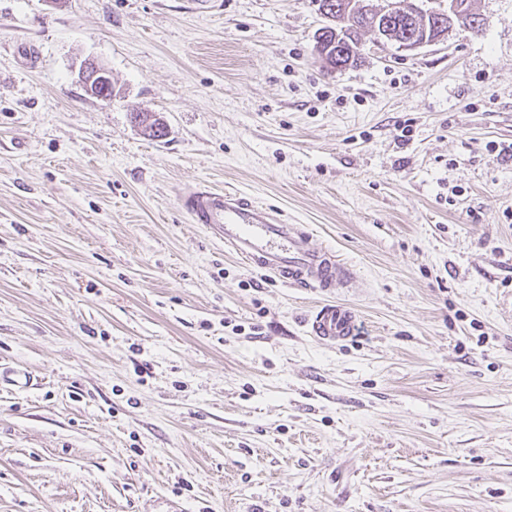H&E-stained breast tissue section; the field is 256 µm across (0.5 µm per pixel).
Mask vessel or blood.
<instances>
[{"mask_svg":"<svg viewBox=\"0 0 512 512\" xmlns=\"http://www.w3.org/2000/svg\"><path fill=\"white\" fill-rule=\"evenodd\" d=\"M181 201L191 223L204 225L247 265L289 287L328 294V302L311 319V333L319 341L339 344L356 336L355 310L330 298L354 271L332 250L316 248L304 227L286 223L269 206L227 190L194 188L184 192Z\"/></svg>","mask_w":512,"mask_h":512,"instance_id":"obj_1","label":"vessel or blood"}]
</instances>
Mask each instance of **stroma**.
I'll list each match as a JSON object with an SVG mask.
<instances>
[{"mask_svg":"<svg viewBox=\"0 0 512 512\" xmlns=\"http://www.w3.org/2000/svg\"><path fill=\"white\" fill-rule=\"evenodd\" d=\"M470 5L330 71L316 0H0V512H512V0ZM196 186L351 265L357 336ZM100 67L102 66H98L97 62L92 59L84 61L78 74L79 81L90 95L98 99H109L101 101L110 103L112 101L110 99L112 98V79L109 77V73ZM181 201L191 223L203 224L244 263L291 288L333 294L355 274L335 252L316 248L304 227L287 224L269 206L212 188L189 189ZM355 310L344 303L327 301L321 304L311 319V333L319 341L339 344L356 336L358 331Z\"/></svg>","mask_w":512,"mask_h":512,"instance_id":"obj_1","label":"stroma"}]
</instances>
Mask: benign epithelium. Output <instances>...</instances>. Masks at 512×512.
Returning <instances> with one entry per match:
<instances>
[{"label": "benign epithelium", "mask_w": 512, "mask_h": 512, "mask_svg": "<svg viewBox=\"0 0 512 512\" xmlns=\"http://www.w3.org/2000/svg\"><path fill=\"white\" fill-rule=\"evenodd\" d=\"M465 7L464 0H448L446 10H424L414 0H389L382 8L365 0H344L345 13L356 16L368 12L375 15V18L382 19L380 27L376 28V34L383 40L398 44V48L402 50H413L442 40L454 23L465 21ZM403 15L415 21L423 19V32L404 38L397 35L393 31V22ZM78 77L86 91L98 99H106L112 93L109 73L92 59L84 61Z\"/></svg>", "instance_id": "7a95c632"}]
</instances>
